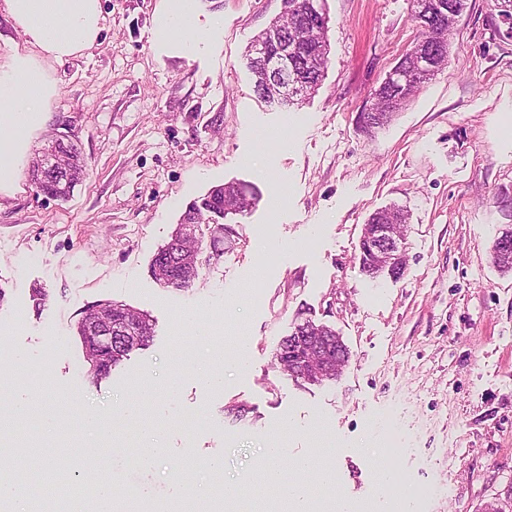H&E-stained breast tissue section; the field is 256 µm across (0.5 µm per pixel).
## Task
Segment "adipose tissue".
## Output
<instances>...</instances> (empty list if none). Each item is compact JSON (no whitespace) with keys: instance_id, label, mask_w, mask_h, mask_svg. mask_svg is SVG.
<instances>
[{"instance_id":"obj_1","label":"adipose tissue","mask_w":512,"mask_h":512,"mask_svg":"<svg viewBox=\"0 0 512 512\" xmlns=\"http://www.w3.org/2000/svg\"><path fill=\"white\" fill-rule=\"evenodd\" d=\"M11 20L43 52L62 57L94 44L99 36L100 0H5ZM53 87L39 62L13 55L0 67V158L20 153L30 133L45 121Z\"/></svg>"}]
</instances>
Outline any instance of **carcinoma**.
I'll return each instance as SVG.
<instances>
[{"label": "carcinoma", "instance_id": "1", "mask_svg": "<svg viewBox=\"0 0 512 512\" xmlns=\"http://www.w3.org/2000/svg\"><path fill=\"white\" fill-rule=\"evenodd\" d=\"M295 11L292 16L294 23L304 25L312 17V12L317 0H293ZM447 4V16L443 19H430L422 15L416 14L414 18L421 28V36L414 40L409 48L402 54L398 63L404 68L412 65L414 57L423 53H434L436 55L448 54V48L451 45L450 35L453 32L457 18L466 8V0H445ZM329 43L327 39V30H321L317 34L311 36L303 50L305 60L311 62L313 68L318 71L316 80H323L325 68L328 63ZM432 79L428 75L417 81L405 86L399 87L389 81H385L375 91L372 97V103L369 108L371 122L368 123L363 131L370 135L375 130L381 128L385 124V120L404 106H406L412 97ZM86 165H81L80 175L74 179L62 174L53 179L52 183L40 185L38 189L45 195L64 200L70 196L75 185L84 178ZM241 197L248 208H253L259 201L258 193L241 183L229 186L225 191V200L219 201L213 191L208 193L200 201L189 206V209L196 211V224L192 225L193 230L198 235L199 243H204L205 238H210V245L213 246L212 255H220L218 244L221 239L232 234L233 229L227 224L219 223V219L234 213L243 215L245 211L234 210V212H225L221 215L214 212V209L225 205L233 207L236 204V197ZM369 224H405L407 223V215L400 209L387 208L373 213L367 220ZM198 259L192 250L184 253L175 251L174 241H169L156 253L152 263V273L154 278L161 284L167 286L173 278L181 280V287L186 288L191 285L194 279L199 275V269L188 270L184 265L193 264ZM98 307L103 310H109L114 317H123L135 323L132 332L128 334L115 333L112 335V351L107 353L103 360L87 365V374L92 380L99 382L110 376L112 367L119 364L133 350L147 346L154 336V327L150 323V319L146 314L136 310L125 308L121 305L112 303H100ZM299 330H308L310 335L318 337V339L332 352L341 349V359L345 362L349 361V353L341 343V337L335 330L330 327L318 324L311 319L305 320ZM298 343L297 332H292L285 336L279 342L274 353V360L277 361L279 369L306 383H318L335 381L341 376V368L336 363L328 362L322 357L312 365L292 366L287 361L288 347Z\"/></svg>", "mask_w": 512, "mask_h": 512}]
</instances>
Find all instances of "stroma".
Listing matches in <instances>:
<instances>
[{"label": "stroma", "mask_w": 512, "mask_h": 512, "mask_svg": "<svg viewBox=\"0 0 512 512\" xmlns=\"http://www.w3.org/2000/svg\"><path fill=\"white\" fill-rule=\"evenodd\" d=\"M97 41L57 58L28 43L0 7V64L38 57L54 86L45 123L4 169L0 193V418L16 402L30 415L75 425L81 412L136 406L122 441L84 466L60 456L56 435L0 446V472L27 479L107 477L166 505L198 503L246 482L275 439L285 463L327 457L328 498L385 496L382 465L429 488L420 512H478L512 485V273L490 247L512 224V0H467L448 64L375 136L359 112L419 31L410 0H323L330 53L317 93L288 104L254 91L246 52L282 0H195L197 44L156 41L163 0H100ZM78 143L84 179L67 200L28 178L43 144ZM256 187L257 205L231 219L223 254L203 261L188 288H166L150 265L186 208L213 186ZM286 203L271 207L280 191ZM397 205L408 213L403 277L359 265L362 226ZM47 293L34 306L33 289ZM101 301L151 319L154 337L109 378L87 375L75 325ZM194 322H187V315ZM336 330L349 348L341 377L301 384L274 353L301 317ZM206 336H199V329ZM244 367L225 370L238 337ZM194 351L198 370L183 372ZM151 383L143 396V383ZM409 435L387 456L377 420L387 403ZM246 405L243 419L227 415ZM151 424L163 456L137 469L139 427ZM222 455L223 471L206 463Z\"/></svg>", "instance_id": "35a3bbf8"}]
</instances>
